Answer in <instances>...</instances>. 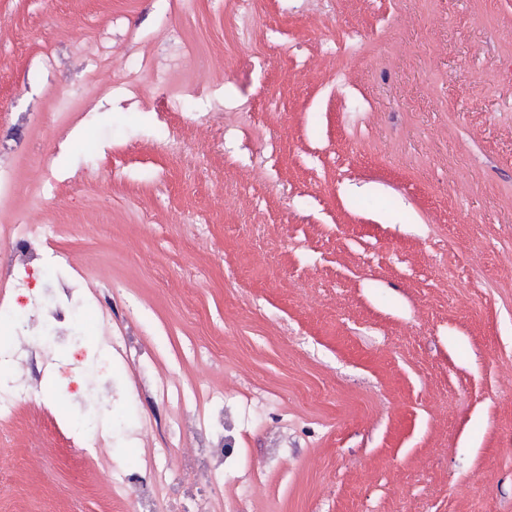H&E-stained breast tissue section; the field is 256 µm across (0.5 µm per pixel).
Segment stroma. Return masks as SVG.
Returning <instances> with one entry per match:
<instances>
[{
  "label": "stroma",
  "mask_w": 512,
  "mask_h": 512,
  "mask_svg": "<svg viewBox=\"0 0 512 512\" xmlns=\"http://www.w3.org/2000/svg\"><path fill=\"white\" fill-rule=\"evenodd\" d=\"M225 2L0 0V512H512V0ZM53 231V226L50 224H14L11 239L12 250L15 254L18 253L23 260L37 259L38 254L34 255L32 245L36 240L47 238ZM12 288H14V296L0 301V316H2L3 309V314H7L13 304L27 305L35 300V288H31V282L29 280H18L14 283ZM223 457L224 448H210L200 439L196 454L186 459L184 466L197 473H212L221 465ZM136 482L141 483L138 485L136 495L132 501L129 512H158L157 496L159 485L163 482L162 475L154 482L147 483L139 481L134 474H127L122 477V482L119 483L118 487L123 488L124 486H127V484Z\"/></svg>",
  "instance_id": "35a3bbf8"
}]
</instances>
